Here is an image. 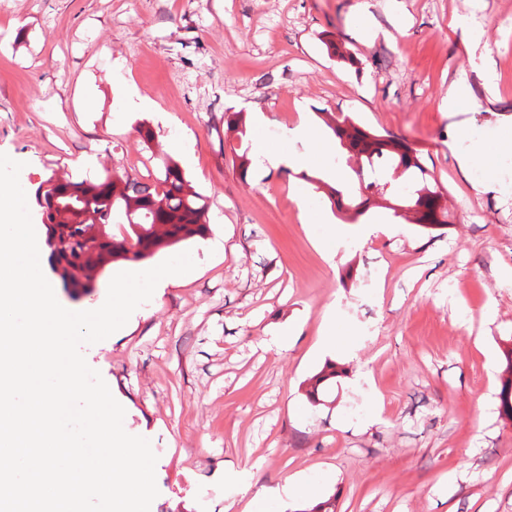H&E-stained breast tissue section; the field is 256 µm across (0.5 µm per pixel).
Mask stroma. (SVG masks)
Returning a JSON list of instances; mask_svg holds the SVG:
<instances>
[{
	"instance_id": "obj_1",
	"label": "stroma",
	"mask_w": 512,
	"mask_h": 512,
	"mask_svg": "<svg viewBox=\"0 0 512 512\" xmlns=\"http://www.w3.org/2000/svg\"><path fill=\"white\" fill-rule=\"evenodd\" d=\"M481 6L475 49L470 0H0V153L23 161L26 190L107 169L150 180L179 139L208 200L206 236L150 260L190 252L189 282L144 304L129 334L82 349L127 402L130 429L150 436V512H246L296 477L336 512H512V420L499 409L512 357V198L499 182L512 154L498 155L496 181L459 166L471 139L492 150L512 138V0ZM332 38L351 61L330 54ZM117 68L154 111L125 113ZM461 71L471 95L450 112ZM236 112L264 117L277 150L302 113L406 140L447 193V225L426 231L382 207L341 220L314 185L347 173L333 158L307 181L284 167L242 174L255 132L230 129ZM302 201L321 223L302 222ZM129 267L114 262L77 300L43 273L83 311ZM330 310L348 337L334 353L321 348ZM292 315L301 333L263 350ZM328 363L340 372L311 402Z\"/></svg>"
}]
</instances>
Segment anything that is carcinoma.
Here are the masks:
<instances>
[{"instance_id":"carcinoma-1","label":"carcinoma","mask_w":512,"mask_h":512,"mask_svg":"<svg viewBox=\"0 0 512 512\" xmlns=\"http://www.w3.org/2000/svg\"><path fill=\"white\" fill-rule=\"evenodd\" d=\"M320 118L336 138L339 152L356 163L353 172L361 187L356 204L344 200L343 188L314 179L340 214L357 220L368 211L373 198L394 193L395 184L402 179L415 184L405 201L407 209L414 211L416 223L426 229L448 224V210L441 204L442 188L406 141L366 130L347 115L322 112ZM111 178L109 183L104 177L65 181L58 202L84 205L78 213L56 208L46 212L42 186L35 190V203L47 214L45 242L51 270L62 284L72 285L76 295L90 293L114 262L144 261L209 229L207 198L174 160L165 161L159 176L151 181L128 173ZM120 219L131 227L132 234L118 237L110 232ZM508 372L499 399L502 414L512 419V358Z\"/></svg>"}]
</instances>
